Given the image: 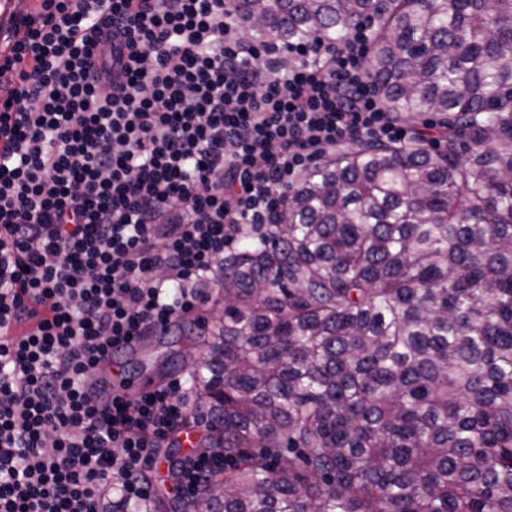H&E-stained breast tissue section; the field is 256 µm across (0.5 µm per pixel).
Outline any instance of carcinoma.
<instances>
[{"instance_id": "carcinoma-1", "label": "carcinoma", "mask_w": 512, "mask_h": 512, "mask_svg": "<svg viewBox=\"0 0 512 512\" xmlns=\"http://www.w3.org/2000/svg\"><path fill=\"white\" fill-rule=\"evenodd\" d=\"M291 48L379 17L388 111L224 251L190 383L224 473L179 512H512V0H229Z\"/></svg>"}]
</instances>
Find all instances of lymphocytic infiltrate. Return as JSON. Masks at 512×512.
Segmentation results:
<instances>
[{"label":"lymphocytic infiltrate","mask_w":512,"mask_h":512,"mask_svg":"<svg viewBox=\"0 0 512 512\" xmlns=\"http://www.w3.org/2000/svg\"><path fill=\"white\" fill-rule=\"evenodd\" d=\"M226 0H40L0 55V512H149L181 380L102 401L120 343L196 322L238 224L354 139L430 140L388 112L374 17L337 43H247ZM216 448L179 466L190 499Z\"/></svg>","instance_id":"f902f5d3"}]
</instances>
